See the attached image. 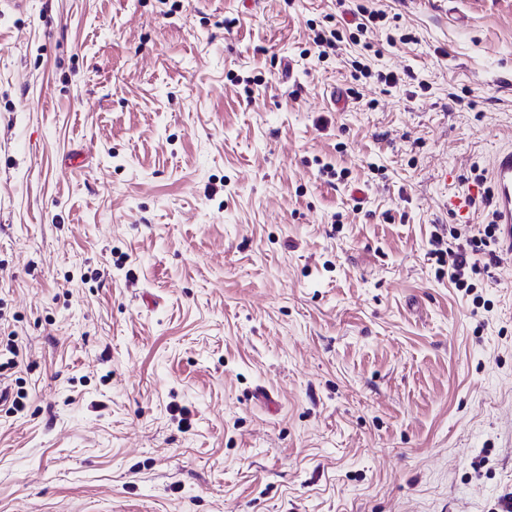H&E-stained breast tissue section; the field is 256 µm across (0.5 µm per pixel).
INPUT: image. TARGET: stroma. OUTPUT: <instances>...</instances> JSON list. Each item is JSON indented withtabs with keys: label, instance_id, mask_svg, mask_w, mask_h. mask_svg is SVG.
Instances as JSON below:
<instances>
[{
	"label": "stroma",
	"instance_id": "35a3bbf8",
	"mask_svg": "<svg viewBox=\"0 0 512 512\" xmlns=\"http://www.w3.org/2000/svg\"><path fill=\"white\" fill-rule=\"evenodd\" d=\"M510 145L512 0H0V512H502ZM492 181V204L496 216L492 213V219L483 228L480 236L467 235L470 233L466 229L467 225L448 224V243H445L444 236L436 233L432 240L435 247L433 255H439L438 261L445 263L444 256H448V279L455 284L457 288L469 289L466 278L470 275L481 274V267L478 259L474 256L495 243L497 232L499 231L506 241L507 257L512 259V147L509 146L500 150L491 166ZM466 237L467 244L471 247L470 251L456 245L455 241L461 237ZM446 246L445 250L439 246Z\"/></svg>",
	"mask_w": 512,
	"mask_h": 512
}]
</instances>
